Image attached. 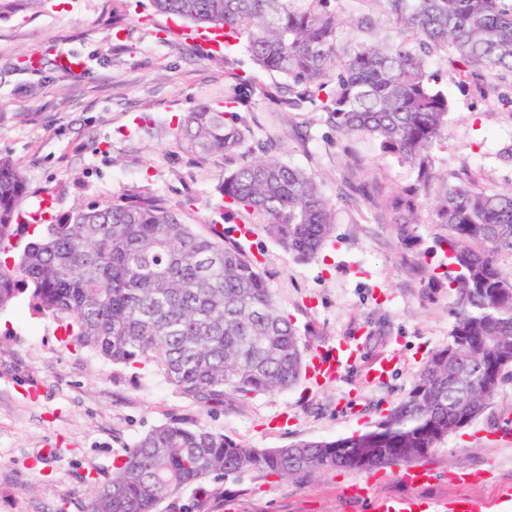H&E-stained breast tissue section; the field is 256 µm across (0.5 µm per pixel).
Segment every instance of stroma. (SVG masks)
Instances as JSON below:
<instances>
[{
	"label": "stroma",
	"instance_id": "1",
	"mask_svg": "<svg viewBox=\"0 0 512 512\" xmlns=\"http://www.w3.org/2000/svg\"><path fill=\"white\" fill-rule=\"evenodd\" d=\"M183 21L157 14L151 0H35L0 16V155L26 183L24 205L47 199L54 220L76 206L133 202L149 194L201 234L234 220L224 212L221 175L249 154L200 159L172 128L204 102L223 104L246 53L211 54L186 39ZM65 50L83 55L81 73L48 70ZM432 68L453 103L449 135L434 150L441 174H472L485 188L512 187V77L465 73L456 54ZM248 143H264L284 163L314 175L336 207L334 232L300 262L263 230L245 252L262 263L276 301L292 315L312 355L357 336L356 361L336 379H301L209 415L148 368L115 365L66 345L53 318L21 300L0 312V512H87L91 480L152 428L198 420L252 448H285L369 430L404 400L428 358L447 347L453 319L433 247L440 224L419 226V246L398 239L382 201L414 185L408 166L369 138H343L321 112H277L251 95ZM426 267L418 275L417 267ZM397 358L393 375L368 384L378 357ZM437 479L412 487L396 467L336 469L279 479L257 470L213 473L166 500L159 512H377L382 501L452 503L467 497L483 512H512V375L484 414L427 457Z\"/></svg>",
	"mask_w": 512,
	"mask_h": 512
}]
</instances>
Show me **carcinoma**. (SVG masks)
<instances>
[{
    "label": "carcinoma",
    "instance_id": "carcinoma-1",
    "mask_svg": "<svg viewBox=\"0 0 512 512\" xmlns=\"http://www.w3.org/2000/svg\"><path fill=\"white\" fill-rule=\"evenodd\" d=\"M378 0H152L156 11L224 33V50L244 49L261 90L280 112H323L336 132L366 136L416 172L417 185L391 201L398 237L418 243L419 191L434 190L433 224L448 235L454 290L450 354H432L407 397L371 429L289 448H251L206 424L172 420L144 435L97 489L89 512H157L208 474L259 470L278 478L336 469L409 465L476 420L512 372V188L480 187L468 175L437 173L433 148L447 138L452 104L430 57L454 48L468 73L512 74V0H383L400 25L392 36L372 15ZM349 25L365 39L345 47ZM199 105L175 139L205 159L238 153L247 126L236 111ZM224 211L243 214L294 259L309 261L331 238L336 208L312 175L264 151L222 177ZM25 180L0 156V310L27 298L54 318L65 343L115 365H144L205 412L295 385L305 362L290 316L263 272L234 239L195 232L162 201L80 205L62 222L14 223ZM32 231L19 246L18 231ZM300 451L293 457L288 449Z\"/></svg>",
    "mask_w": 512,
    "mask_h": 512
}]
</instances>
